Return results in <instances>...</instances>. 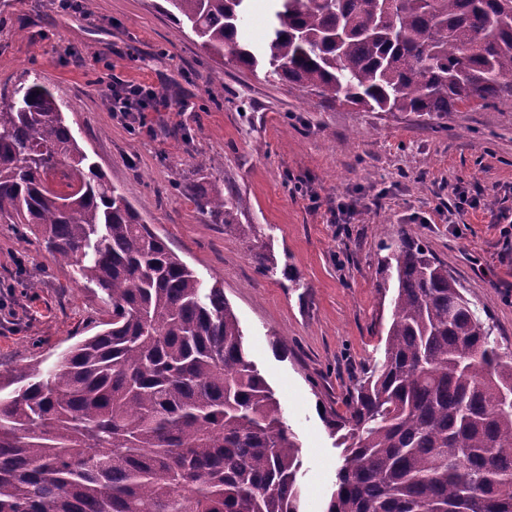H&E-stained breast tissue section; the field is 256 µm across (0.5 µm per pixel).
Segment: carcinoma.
Returning <instances> with one entry per match:
<instances>
[{"mask_svg":"<svg viewBox=\"0 0 512 512\" xmlns=\"http://www.w3.org/2000/svg\"><path fill=\"white\" fill-rule=\"evenodd\" d=\"M200 47L333 106L443 120L512 98V0H165ZM35 78L0 96V223L105 296L102 329L0 381V512H302L299 442L207 286L81 148ZM239 224L241 199L194 198ZM378 259L383 354L326 426L343 449L325 512H512V358L448 265L406 228ZM269 18L264 2H255L241 31V37L254 46H263L268 39Z\"/></svg>","mask_w":512,"mask_h":512,"instance_id":"obj_1","label":"carcinoma"}]
</instances>
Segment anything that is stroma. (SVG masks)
<instances>
[{
  "instance_id": "obj_1",
  "label": "stroma",
  "mask_w": 512,
  "mask_h": 512,
  "mask_svg": "<svg viewBox=\"0 0 512 512\" xmlns=\"http://www.w3.org/2000/svg\"><path fill=\"white\" fill-rule=\"evenodd\" d=\"M164 0H0V90L40 79L67 104L91 161L205 284L220 283L245 346L296 434L302 512H325L340 450L324 412L381 356L390 296L381 244L411 226L484 306L512 354V102L458 105L446 119L331 106L265 70L213 58L179 32ZM153 87V107L123 118L113 79ZM188 105L177 109L178 102ZM222 181L242 199L278 265L228 235L193 194ZM352 203L348 223L338 203ZM458 231H450V224ZM0 377L51 366L105 317L100 291L0 223Z\"/></svg>"
}]
</instances>
